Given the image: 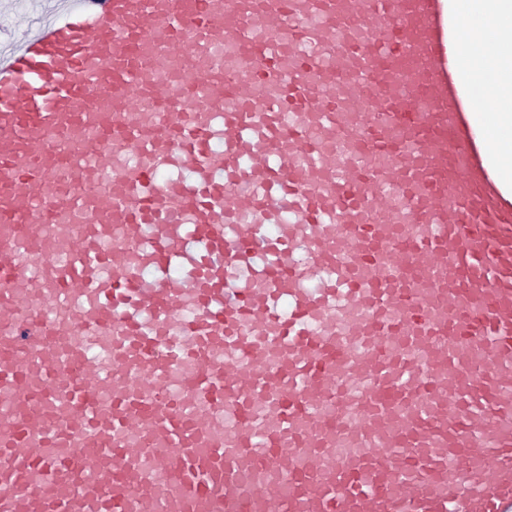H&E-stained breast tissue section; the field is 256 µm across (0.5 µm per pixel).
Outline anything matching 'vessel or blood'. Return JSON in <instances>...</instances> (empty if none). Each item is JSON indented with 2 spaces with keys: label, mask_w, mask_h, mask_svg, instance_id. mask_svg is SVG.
<instances>
[{
  "label": "vessel or blood",
  "mask_w": 512,
  "mask_h": 512,
  "mask_svg": "<svg viewBox=\"0 0 512 512\" xmlns=\"http://www.w3.org/2000/svg\"><path fill=\"white\" fill-rule=\"evenodd\" d=\"M457 37L444 0H65L0 52V512H512V203Z\"/></svg>",
  "instance_id": "b4317fda"
}]
</instances>
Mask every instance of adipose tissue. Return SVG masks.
Masks as SVG:
<instances>
[{
	"instance_id": "obj_1",
	"label": "adipose tissue",
	"mask_w": 512,
	"mask_h": 512,
	"mask_svg": "<svg viewBox=\"0 0 512 512\" xmlns=\"http://www.w3.org/2000/svg\"><path fill=\"white\" fill-rule=\"evenodd\" d=\"M462 25L457 60L465 83L492 80L490 105L475 113L499 181L512 194V0H448Z\"/></svg>"
}]
</instances>
